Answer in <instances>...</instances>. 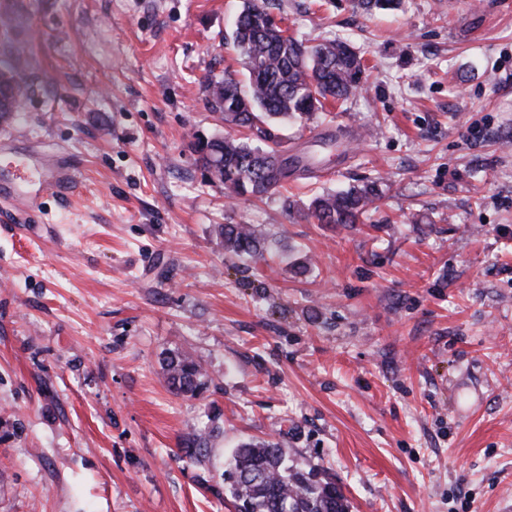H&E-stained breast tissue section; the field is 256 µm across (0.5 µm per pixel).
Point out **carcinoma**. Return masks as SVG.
I'll use <instances>...</instances> for the list:
<instances>
[{"label":"carcinoma","mask_w":512,"mask_h":512,"mask_svg":"<svg viewBox=\"0 0 512 512\" xmlns=\"http://www.w3.org/2000/svg\"><path fill=\"white\" fill-rule=\"evenodd\" d=\"M400 0H354L367 14L394 10ZM260 0H243L232 40L244 57L248 75L240 80L231 73L206 82L208 103L233 131L222 140H197V161L209 169L218 155L224 173L215 179L230 197L263 198L280 191L300 161L285 155L284 141L275 133L279 119H294L307 127L329 101L345 102L364 86L363 57L349 44L325 40L308 45L289 33V28L267 26ZM249 102L251 109L243 107ZM378 183L353 185L314 197L308 216L319 224H357L367 207L380 195ZM217 237L224 251L250 259L268 252L266 238L252 224H219ZM172 392L195 397L205 387L202 364L193 357L173 352L163 359ZM220 426L187 436L181 443L185 457L198 462ZM224 491L237 512H350L342 487L314 469L305 471L288 463L275 441L244 443L235 449L224 472Z\"/></svg>","instance_id":"1"}]
</instances>
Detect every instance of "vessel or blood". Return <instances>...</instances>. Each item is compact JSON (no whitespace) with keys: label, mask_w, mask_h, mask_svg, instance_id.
I'll use <instances>...</instances> for the list:
<instances>
[{"label":"vessel or blood","mask_w":512,"mask_h":512,"mask_svg":"<svg viewBox=\"0 0 512 512\" xmlns=\"http://www.w3.org/2000/svg\"><path fill=\"white\" fill-rule=\"evenodd\" d=\"M75 181V172L64 158L37 156L31 166L17 168L14 173L0 171V199L16 209L32 211Z\"/></svg>","instance_id":"obj_1"}]
</instances>
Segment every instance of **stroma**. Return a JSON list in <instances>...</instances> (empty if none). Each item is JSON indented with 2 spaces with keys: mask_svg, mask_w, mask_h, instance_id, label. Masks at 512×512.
<instances>
[{
  "mask_svg": "<svg viewBox=\"0 0 512 512\" xmlns=\"http://www.w3.org/2000/svg\"><path fill=\"white\" fill-rule=\"evenodd\" d=\"M242 0H0L7 132L77 181L0 203V512H234L227 462L272 439L350 512L512 505V0H266L360 51L366 86L312 128L311 169L229 198L197 161L207 78L243 71ZM379 179L361 223L311 197ZM253 224L268 261L225 253ZM309 261L308 273L296 265ZM205 368L195 398L161 362ZM217 421L204 462L178 446ZM163 369L169 388L177 395L195 397L206 385L204 368L192 356L179 352L169 353L163 359Z\"/></svg>",
  "mask_w": 512,
  "mask_h": 512,
  "instance_id": "1",
  "label": "stroma"
}]
</instances>
